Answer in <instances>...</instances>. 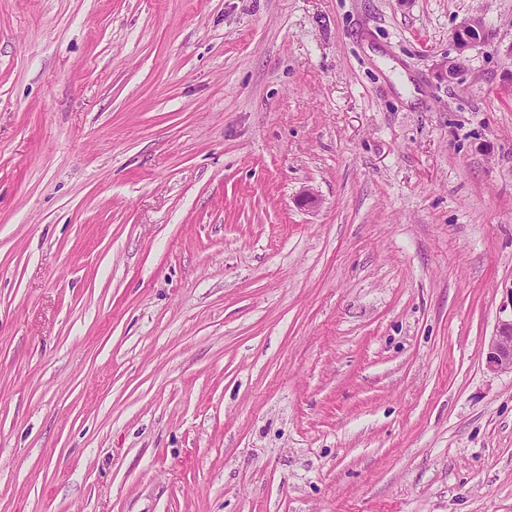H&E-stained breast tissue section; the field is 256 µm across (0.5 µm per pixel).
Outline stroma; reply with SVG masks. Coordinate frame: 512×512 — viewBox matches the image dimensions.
<instances>
[{
    "label": "stroma",
    "mask_w": 512,
    "mask_h": 512,
    "mask_svg": "<svg viewBox=\"0 0 512 512\" xmlns=\"http://www.w3.org/2000/svg\"><path fill=\"white\" fill-rule=\"evenodd\" d=\"M511 316L512 0H0V512H512ZM478 31L483 32L484 30V24L480 17L472 16L467 19H465L457 32L461 33L460 36L456 37V41L459 46V57L456 59L448 61V78L453 79L454 76H456L459 72V69L462 67L463 63V53L472 47L475 43H477V40L468 38L464 33L466 31ZM486 366L492 371L512 369V316L499 321L486 352Z\"/></svg>",
    "instance_id": "stroma-1"
}]
</instances>
